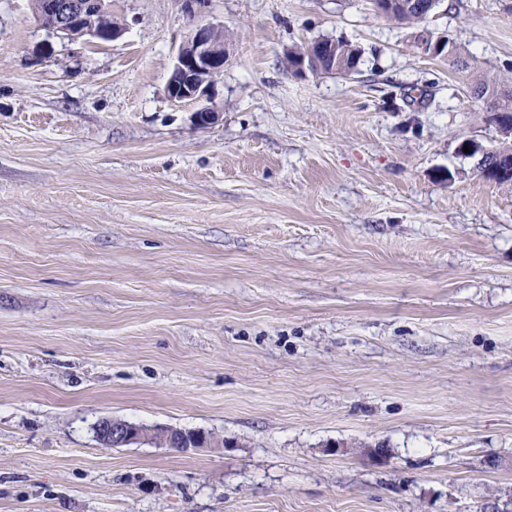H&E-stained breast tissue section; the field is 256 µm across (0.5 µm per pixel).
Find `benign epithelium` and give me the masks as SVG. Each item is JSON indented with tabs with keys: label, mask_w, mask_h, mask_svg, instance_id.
Here are the masks:
<instances>
[{
	"label": "benign epithelium",
	"mask_w": 512,
	"mask_h": 512,
	"mask_svg": "<svg viewBox=\"0 0 512 512\" xmlns=\"http://www.w3.org/2000/svg\"><path fill=\"white\" fill-rule=\"evenodd\" d=\"M183 2L192 27L176 55L167 84V94L173 102L199 103L209 98L210 89L224 71L229 52L226 43L219 44L215 41V34L220 27L203 20L210 7V0ZM96 7H101V3H95L93 0H45L38 22L42 27L71 40L86 36L101 40H115L120 37L124 31L120 25L110 30L96 28L92 21ZM329 50V46L319 41L313 42L308 48L307 55L300 58L292 67V73L300 76L307 74L312 66L324 63ZM194 121L200 126L213 125L219 121V112L209 105H202L194 112ZM157 432L167 434L170 444L183 452L211 448L210 436L200 431L172 432L164 427L146 430L111 417H103L98 421V437L111 446L122 447L149 442L155 439Z\"/></svg>",
	"instance_id": "1"
}]
</instances>
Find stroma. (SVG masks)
Returning a JSON list of instances; mask_svg holds the SVG:
<instances>
[{"instance_id": "stroma-1", "label": "stroma", "mask_w": 512, "mask_h": 512, "mask_svg": "<svg viewBox=\"0 0 512 512\" xmlns=\"http://www.w3.org/2000/svg\"><path fill=\"white\" fill-rule=\"evenodd\" d=\"M70 41L0 0V512H485L512 502V187L471 93L512 0L412 47L368 0H213L201 127L166 94L180 0ZM339 37L353 75H293ZM110 416L227 448H108ZM330 41L333 45L334 52L336 53V73L349 74L346 71L347 67L357 68L361 61L363 51L346 40L340 38H322ZM357 72H359L357 68ZM329 50L330 47L328 45L320 41L313 42L308 48L307 55H304L297 61V64L292 67L291 72L295 75H306L312 66L324 63L328 57Z\"/></svg>"}]
</instances>
